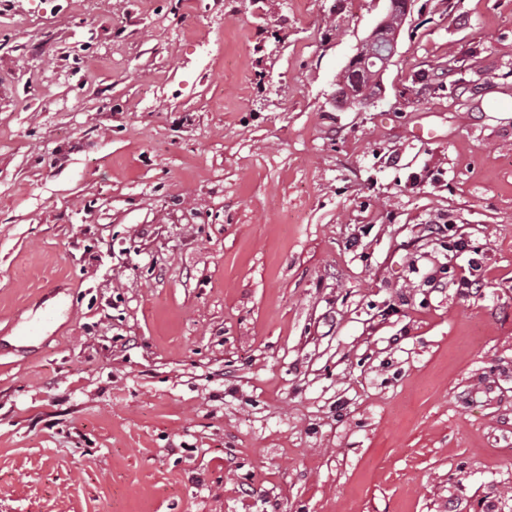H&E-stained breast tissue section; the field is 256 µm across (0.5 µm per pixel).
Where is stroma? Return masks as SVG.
Segmentation results:
<instances>
[{"label":"stroma","instance_id":"stroma-1","mask_svg":"<svg viewBox=\"0 0 512 512\" xmlns=\"http://www.w3.org/2000/svg\"><path fill=\"white\" fill-rule=\"evenodd\" d=\"M389 9L0 0V512H512V0ZM387 16L384 17L359 43L356 52L350 57L347 67L352 72V84L343 85L336 90V107L343 108L352 104H367L379 95L380 84L366 81L365 70L377 67V75L388 67L397 51V31L387 28ZM480 271L481 265L477 262V259L471 258L468 260L467 270L464 269V272H461L460 274H455L454 271L451 273L457 288H461L460 291L464 294H470L474 293L473 290L478 291L482 286Z\"/></svg>","mask_w":512,"mask_h":512}]
</instances>
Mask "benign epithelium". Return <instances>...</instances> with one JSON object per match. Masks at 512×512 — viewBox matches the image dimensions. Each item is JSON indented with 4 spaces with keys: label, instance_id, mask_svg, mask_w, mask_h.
<instances>
[{
    "label": "benign epithelium",
    "instance_id": "7a95c632",
    "mask_svg": "<svg viewBox=\"0 0 512 512\" xmlns=\"http://www.w3.org/2000/svg\"><path fill=\"white\" fill-rule=\"evenodd\" d=\"M396 51L397 33L388 30L387 19L384 18L359 43L350 57L347 67L352 72V84L336 90V107L366 104L379 95V83L366 80L364 72L371 66L377 68V73H382L392 62Z\"/></svg>",
    "mask_w": 512,
    "mask_h": 512
}]
</instances>
